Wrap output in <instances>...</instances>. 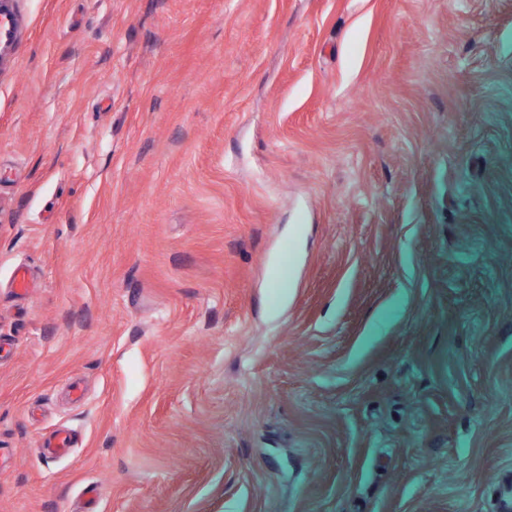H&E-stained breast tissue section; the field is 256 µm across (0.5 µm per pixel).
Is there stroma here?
Instances as JSON below:
<instances>
[{"label": "stroma", "instance_id": "stroma-1", "mask_svg": "<svg viewBox=\"0 0 512 512\" xmlns=\"http://www.w3.org/2000/svg\"><path fill=\"white\" fill-rule=\"evenodd\" d=\"M13 7L0 512H498L512 0Z\"/></svg>", "mask_w": 512, "mask_h": 512}]
</instances>
